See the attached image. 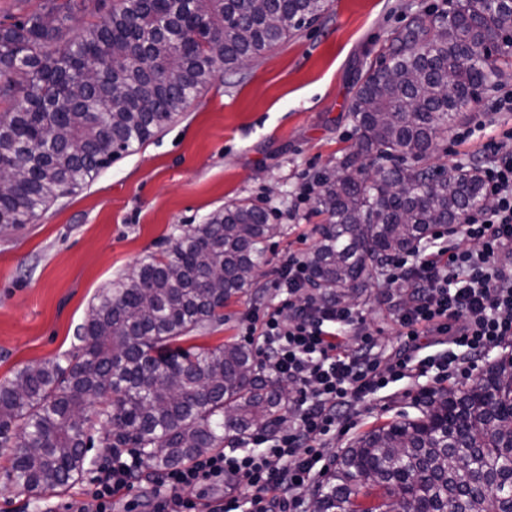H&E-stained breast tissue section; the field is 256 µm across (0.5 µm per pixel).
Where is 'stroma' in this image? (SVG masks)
Wrapping results in <instances>:
<instances>
[{
  "label": "stroma",
  "mask_w": 512,
  "mask_h": 512,
  "mask_svg": "<svg viewBox=\"0 0 512 512\" xmlns=\"http://www.w3.org/2000/svg\"><path fill=\"white\" fill-rule=\"evenodd\" d=\"M447 8L448 0H328L320 19L237 74H217L162 133L114 160L94 182L30 223L0 229V385L22 365L74 351L97 295L227 202L248 199L277 211L282 232L268 244L271 261L308 252L324 217L314 202L300 203L298 193L356 144L349 105L359 78L383 61L392 32L415 15L431 19ZM484 141L477 135L460 145L445 136L429 162L480 164ZM253 305L250 293L232 299L223 321L206 324L183 348L238 338ZM354 307L386 351L402 345L377 289ZM434 386L429 377L395 385L337 437L328 455H340L374 426L415 415L416 397ZM12 456L0 447V512H60L89 487L84 478L33 498L7 480Z\"/></svg>",
  "instance_id": "stroma-1"
}]
</instances>
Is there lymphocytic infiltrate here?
<instances>
[{"label":"lymphocytic infiltrate","mask_w":512,"mask_h":512,"mask_svg":"<svg viewBox=\"0 0 512 512\" xmlns=\"http://www.w3.org/2000/svg\"><path fill=\"white\" fill-rule=\"evenodd\" d=\"M482 149L491 206L471 209L447 235L386 265L382 290L409 292L390 308L402 347L386 354L354 307L308 291L305 255H289L273 281L280 300L256 307L241 330L243 342L298 395L288 427L256 432L250 450L215 451L161 471L153 512H200L192 491L219 484L236 494L209 512H309L310 489L327 471L325 450L362 403L415 375H471L480 357L512 340V129ZM463 240L471 248H460ZM429 335L446 337V351L424 353L420 339ZM144 469L131 452L113 451L86 500L67 503L66 512H112L114 497Z\"/></svg>","instance_id":"1"}]
</instances>
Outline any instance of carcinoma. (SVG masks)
<instances>
[{
	"instance_id": "cac0c4a2",
	"label": "carcinoma",
	"mask_w": 512,
	"mask_h": 512,
	"mask_svg": "<svg viewBox=\"0 0 512 512\" xmlns=\"http://www.w3.org/2000/svg\"><path fill=\"white\" fill-rule=\"evenodd\" d=\"M78 1L97 12L103 2L46 0L0 22V104L9 105L0 182L10 183L1 227L27 224L93 181L163 131L219 67L237 73L327 9V0H112L107 16L67 39ZM509 55L512 0H452L390 38L350 106L358 141L320 179L314 290L359 298L387 261L485 204L478 168L423 161ZM373 158L390 165L372 169ZM280 233L264 208L231 202L98 295L77 351L26 364L0 386V445L15 448L7 478L39 497L80 480L95 446L136 448L160 470L286 425L288 384L266 374L251 346H176L224 320ZM313 500L319 512H512V362L356 437Z\"/></svg>"
}]
</instances>
